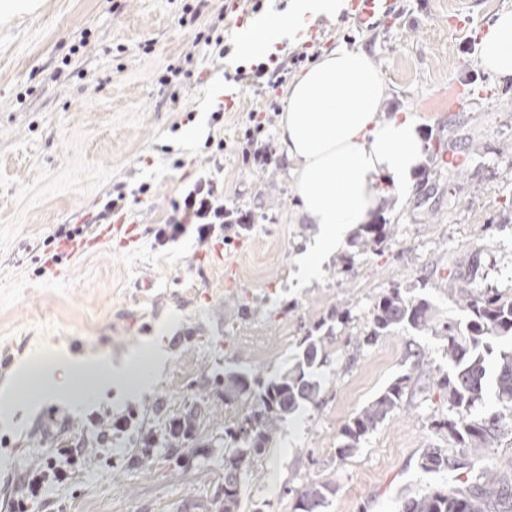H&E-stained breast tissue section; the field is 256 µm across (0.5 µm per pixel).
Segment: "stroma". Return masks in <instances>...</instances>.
<instances>
[{
    "label": "stroma",
    "instance_id": "obj_1",
    "mask_svg": "<svg viewBox=\"0 0 512 512\" xmlns=\"http://www.w3.org/2000/svg\"><path fill=\"white\" fill-rule=\"evenodd\" d=\"M228 1L36 0L34 12L0 20V392L13 390L18 401L0 413V512L9 510L16 478L63 442L83 445L87 462L68 484L48 487L34 512H212L224 481L218 445L240 411L225 404L217 378L287 369L307 331L346 302L355 320L330 347L325 402L304 410L256 463L240 512H292L289 489L311 480L336 488L323 512H398L426 484L467 479L462 468L419 467L431 448L459 456L434 426L445 412L435 388L412 390L350 457L335 449L350 416L411 370L409 350L443 360L441 337L411 329L357 354L347 346L384 288L428 278L424 295L441 318L463 321L448 298V264H466L478 248L482 285L512 288V153L502 151L512 144V78L479 65L477 37L512 0H398V12L371 33L345 15L320 20L314 31L282 38L284 80L260 90L235 79L253 65L239 59L236 34L286 10L288 0H232L238 10L227 15ZM216 25L229 48L221 57L194 42ZM340 45L373 57L385 114L412 113L424 158L413 192L390 196L375 212L399 227L383 251L355 256L346 274L332 259L301 287L296 258L315 227L300 212L279 121L269 126L275 168H248L235 145L247 113L285 106L289 80ZM172 66L180 76L168 77ZM228 91L235 107L212 120ZM210 137L225 150L207 146ZM179 159L186 168H175ZM202 170L223 178L227 197L254 216L248 229L227 230L218 261L191 235L165 248L154 243L177 188ZM143 184L148 193L126 206L136 244L115 238L84 253L55 249L51 238L64 227L96 236L91 219L108 194ZM158 336L166 362L136 395L111 385L56 399L37 383H15L16 369L41 353L94 352L119 367ZM189 409L213 454L183 468L161 455L130 463L143 434L162 440L168 416ZM94 414L132 425L102 442Z\"/></svg>",
    "mask_w": 512,
    "mask_h": 512
}]
</instances>
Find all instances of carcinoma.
<instances>
[{
    "label": "carcinoma",
    "instance_id": "obj_1",
    "mask_svg": "<svg viewBox=\"0 0 512 512\" xmlns=\"http://www.w3.org/2000/svg\"><path fill=\"white\" fill-rule=\"evenodd\" d=\"M396 233L394 224H361L348 240L351 253L341 257V269L347 271L354 256L378 251ZM482 267V250L473 251L466 269H449L448 299L466 312L465 323L442 320L436 307L425 297L411 295V289L391 285L373 304L365 331L348 339L360 351L382 336L399 328L430 332L442 337L448 368L427 369L446 393L448 413L435 426L448 434L461 448L464 468L470 474L468 485L446 489L429 485L405 500L401 512H512V481L490 463L485 450L512 434V350L501 351L496 360L492 405L487 396V361L493 339L512 337V292L483 288L476 279ZM353 319L352 308H335L333 325L314 327L300 342L296 362L273 375L260 371L224 375V404L239 405L241 412L224 426V499H216L220 512H238L241 485L279 438L287 422L302 409L318 407L324 401L322 370L328 364L327 345L335 325H347ZM411 376L395 378L382 392L357 411L343 426L336 455L345 459L354 454L361 442L403 403ZM191 434L163 437L165 457L178 467L193 456L209 454L212 446L198 439L197 414L179 415ZM158 454L155 439L147 434L142 446L129 458L133 465L154 460ZM454 468V463L439 448L427 450L421 458L424 473ZM334 488L326 482L310 481L298 489H287L294 497L293 512H323Z\"/></svg>",
    "mask_w": 512,
    "mask_h": 512
}]
</instances>
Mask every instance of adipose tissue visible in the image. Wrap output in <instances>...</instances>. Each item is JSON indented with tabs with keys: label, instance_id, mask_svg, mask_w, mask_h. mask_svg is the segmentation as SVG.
I'll use <instances>...</instances> for the list:
<instances>
[{
	"label": "adipose tissue",
	"instance_id": "1",
	"mask_svg": "<svg viewBox=\"0 0 512 512\" xmlns=\"http://www.w3.org/2000/svg\"><path fill=\"white\" fill-rule=\"evenodd\" d=\"M342 8V0H290L287 12L268 13L241 34L239 53H268L282 35L298 36L322 18L336 20ZM479 63L512 76V11L496 14L482 30ZM383 97L382 74L360 48L321 55L288 85L279 135L301 213L316 227L314 243L302 256L305 267L330 261L358 225L371 222L385 195L401 196L415 186L413 174L423 160L418 124L407 112L382 119ZM34 375L47 396L61 399L78 393L88 377L105 386L119 381L129 393L147 384L103 358L63 351L48 361L34 359L17 372L22 381Z\"/></svg>",
	"mask_w": 512,
	"mask_h": 512
}]
</instances>
